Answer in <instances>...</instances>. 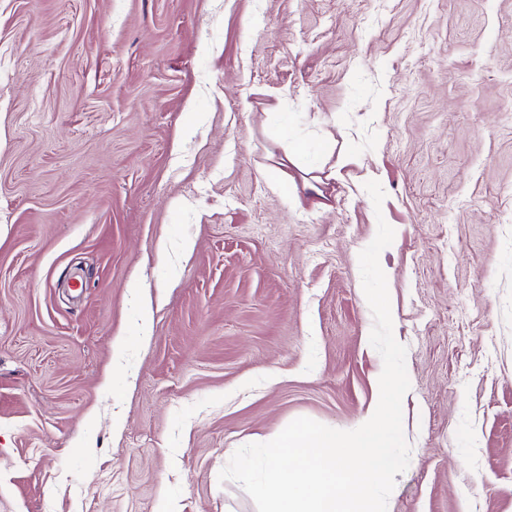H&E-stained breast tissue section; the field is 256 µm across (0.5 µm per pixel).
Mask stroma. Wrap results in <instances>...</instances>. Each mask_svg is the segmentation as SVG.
Returning <instances> with one entry per match:
<instances>
[{
    "label": "stroma",
    "mask_w": 512,
    "mask_h": 512,
    "mask_svg": "<svg viewBox=\"0 0 512 512\" xmlns=\"http://www.w3.org/2000/svg\"><path fill=\"white\" fill-rule=\"evenodd\" d=\"M381 218L387 512H512V0H0V512H257L379 399Z\"/></svg>",
    "instance_id": "stroma-1"
}]
</instances>
